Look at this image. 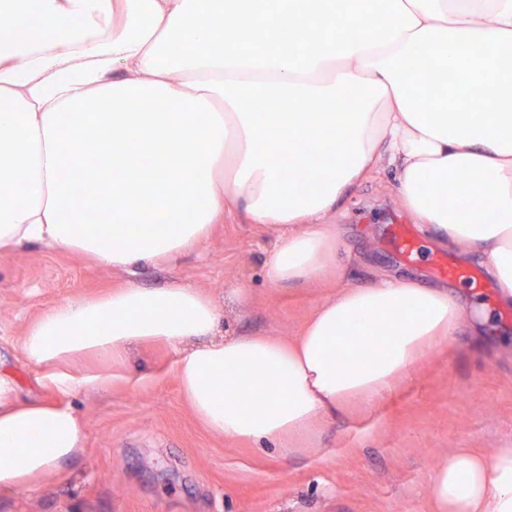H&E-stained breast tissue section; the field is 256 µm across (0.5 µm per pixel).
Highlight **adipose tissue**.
I'll return each mask as SVG.
<instances>
[{"label":"adipose tissue","instance_id":"ef3b65f1","mask_svg":"<svg viewBox=\"0 0 512 512\" xmlns=\"http://www.w3.org/2000/svg\"><path fill=\"white\" fill-rule=\"evenodd\" d=\"M476 95L495 111H467ZM384 170L414 223L481 259L512 304V0H0V251L44 245L129 271L203 249L235 214L276 235L267 283L304 288L336 261L322 221ZM485 320L456 293L383 274L340 286L292 339L219 340L210 297L130 283L54 304L23 351L67 394L111 380L76 379L71 360L168 344L211 433L290 456L316 421L375 405ZM347 336L373 355L337 360ZM85 443L71 406L22 400L0 372V492L37 487ZM429 494L434 512H512V448L454 449Z\"/></svg>","mask_w":512,"mask_h":512}]
</instances>
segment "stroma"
I'll list each match as a JSON object with an SVG mask.
<instances>
[{
    "label": "stroma",
    "mask_w": 512,
    "mask_h": 512,
    "mask_svg": "<svg viewBox=\"0 0 512 512\" xmlns=\"http://www.w3.org/2000/svg\"><path fill=\"white\" fill-rule=\"evenodd\" d=\"M408 221L388 178L356 188L328 224L347 260L346 282L398 273L461 292L492 316L482 345L461 328L376 407L319 421L304 452L287 458L272 442L209 433L180 394L168 346L131 345L111 388L63 397L38 382L22 340L49 306L130 280L145 288L181 281L209 295L221 336L287 340L335 294V276L310 288L271 287L263 263L273 233L234 218L178 266L144 261L131 275L42 245L0 253V369L24 397L66 399L88 436L81 458L39 489L1 492L0 512H433L434 458L512 448V306L499 305L495 288L437 277L430 260L438 248L424 231L417 259L405 260L393 230Z\"/></svg>",
    "instance_id": "obj_1"
}]
</instances>
